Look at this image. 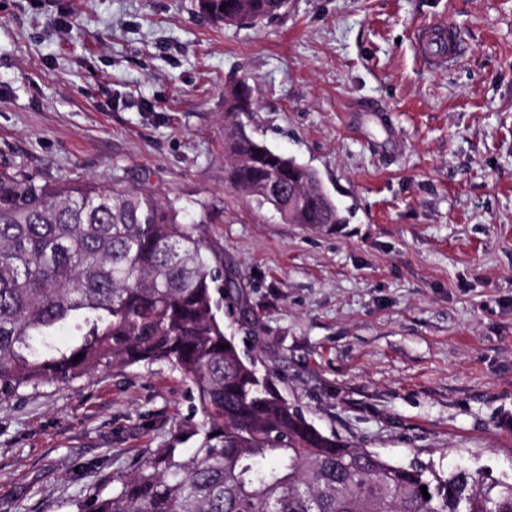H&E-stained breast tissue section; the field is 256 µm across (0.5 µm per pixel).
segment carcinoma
<instances>
[{
  "instance_id": "obj_1",
  "label": "carcinoma",
  "mask_w": 512,
  "mask_h": 512,
  "mask_svg": "<svg viewBox=\"0 0 512 512\" xmlns=\"http://www.w3.org/2000/svg\"><path fill=\"white\" fill-rule=\"evenodd\" d=\"M244 4L253 25L282 14L281 0H197L216 25L237 24ZM229 100V186L260 207L298 193L290 224L347 223L315 171L247 134L251 87ZM237 312L223 259L174 203L116 178L59 184L0 164V398L161 362L188 381L199 416L192 453L175 438L78 512H512L509 477L394 463L318 429L226 333Z\"/></svg>"
}]
</instances>
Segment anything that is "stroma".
Instances as JSON below:
<instances>
[{"instance_id":"35a3bbf8","label":"stroma","mask_w":512,"mask_h":512,"mask_svg":"<svg viewBox=\"0 0 512 512\" xmlns=\"http://www.w3.org/2000/svg\"><path fill=\"white\" fill-rule=\"evenodd\" d=\"M468 49L436 71L414 31ZM348 223L289 224L225 180V97ZM188 207L241 289L242 352L316 427L406 464L512 475V0H0V161ZM164 363L0 399V512H72L191 424ZM283 11L288 10L289 0H281ZM280 0H198L199 13L215 25H235L242 4L248 6L251 24L270 21L282 14ZM225 6V9H221Z\"/></svg>"}]
</instances>
